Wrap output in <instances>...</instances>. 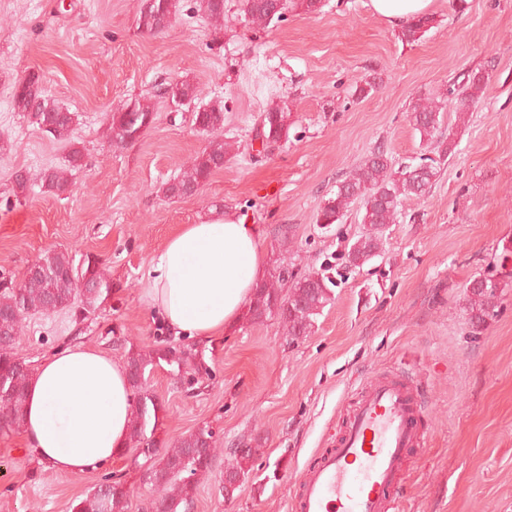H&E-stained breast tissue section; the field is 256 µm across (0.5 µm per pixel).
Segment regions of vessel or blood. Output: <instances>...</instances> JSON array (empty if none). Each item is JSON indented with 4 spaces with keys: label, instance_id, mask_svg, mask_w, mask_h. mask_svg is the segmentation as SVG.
<instances>
[{
    "label": "vessel or blood",
    "instance_id": "b4317fda",
    "mask_svg": "<svg viewBox=\"0 0 512 512\" xmlns=\"http://www.w3.org/2000/svg\"><path fill=\"white\" fill-rule=\"evenodd\" d=\"M418 390L400 377L362 384L333 449L310 467L292 512H392L390 491L423 437Z\"/></svg>",
    "mask_w": 512,
    "mask_h": 512
}]
</instances>
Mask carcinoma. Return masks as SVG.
Returning a JSON list of instances; mask_svg holds the SVG:
<instances>
[{
    "label": "carcinoma",
    "instance_id": "obj_1",
    "mask_svg": "<svg viewBox=\"0 0 512 512\" xmlns=\"http://www.w3.org/2000/svg\"><path fill=\"white\" fill-rule=\"evenodd\" d=\"M179 0H143L139 27L149 34L165 30L176 16ZM306 13L320 8V0H243L245 20L257 27H266L283 17L289 6ZM195 8L216 24L224 21V0H195ZM433 19L418 17L401 31V39L418 40L432 27ZM486 87L480 70L464 75L460 84L447 90L439 100L419 98L412 104L411 121L423 141L438 155L436 159L417 165L393 168L387 152L378 147L342 180L330 193L316 215V223L325 228L344 221L352 204L362 202V232L347 245L332 265L325 263L297 277L283 265H277L267 279L256 288L247 311L251 322L277 317L295 339L312 332L315 319L332 299V288L342 271H352L380 256L386 232L397 223L403 203L419 200L430 193L441 172V164L455 152V141L442 130L444 111H453L462 119L480 101ZM197 99L196 88L188 81L174 83L172 98L151 90L133 102L110 112L106 137L112 146L123 147L138 140L153 125L158 106L172 101L176 106L190 107ZM13 108L29 115L39 128L54 138L64 140L75 124V113L47 97L40 77L33 74L20 79L12 92ZM194 128L210 136L208 146L191 165L167 182L164 194L170 198L195 194L210 177L224 168L232 145L224 141V106H200L192 112ZM288 135V107L275 105L260 113L257 137L268 145ZM84 155L71 146L67 165L44 169L39 174L42 187L61 197L70 191L68 172L82 166ZM39 275L27 276L15 288H0V432L21 428L24 419L26 392L33 368L16 350L26 313L57 312L76 309L86 315L95 311L108 297L112 281L103 273L99 262L89 256L77 264L65 250H48L36 260ZM512 275L494 270L474 278L466 287V312L473 329L484 328L495 316L502 281ZM291 279L288 297L279 291L281 283ZM167 365L174 372L185 366L203 370L201 352L194 345H156L148 350L128 354L126 368L133 394L129 420L128 444L155 446L154 435L165 413L163 402L149 389L148 377L156 367ZM213 433L203 426L177 439L158 460L149 465L144 480L155 493L151 503L156 512H189L198 480L207 477L214 463ZM263 454L256 447L237 448L225 470L227 481L247 478L255 461ZM127 490L118 482L107 481L96 486L70 504V512H129Z\"/></svg>",
    "mask_w": 512,
    "mask_h": 512
}]
</instances>
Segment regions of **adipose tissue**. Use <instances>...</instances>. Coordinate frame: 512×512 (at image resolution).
Masks as SVG:
<instances>
[{
    "label": "adipose tissue",
    "instance_id": "obj_1",
    "mask_svg": "<svg viewBox=\"0 0 512 512\" xmlns=\"http://www.w3.org/2000/svg\"><path fill=\"white\" fill-rule=\"evenodd\" d=\"M433 0H370L394 28L426 15ZM262 230L227 211L182 226L152 267V305L175 334L200 339L236 325L266 274ZM132 393L124 364L98 349L60 350L27 388L23 436L51 468L89 472L126 445Z\"/></svg>",
    "mask_w": 512,
    "mask_h": 512
}]
</instances>
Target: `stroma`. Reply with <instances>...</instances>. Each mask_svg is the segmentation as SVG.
Instances as JSON below:
<instances>
[{"mask_svg":"<svg viewBox=\"0 0 512 512\" xmlns=\"http://www.w3.org/2000/svg\"><path fill=\"white\" fill-rule=\"evenodd\" d=\"M142 3L0 0V283L20 284L54 248L95 257L112 281L88 318L26 316L20 354L36 366L82 344L123 362L154 344H189L152 305L148 272L178 228L215 209L261 226L268 266L300 276L343 253L361 230L360 207L324 229L316 222L324 198L376 148L397 165L430 156L412 104L443 98L454 78L480 69L487 85L466 122L444 115L456 152L430 194L404 203L380 256L334 288L309 336L292 338L274 317L244 319L196 343L208 377L189 388L158 368L149 384L166 405L159 449L205 425L216 439L191 512H291L301 473L335 447L361 383L383 375L411 379L426 415L423 444L392 493L395 512H512V283L483 330L464 309L470 280L512 269V0H433L434 25L412 43L369 0H323L316 13L296 8L260 29L245 22L242 0H225L218 36L194 0H180L167 31L147 34ZM31 73L77 113L71 142L13 110L12 87ZM161 78L190 82L200 102L225 106L232 156L190 197L163 193L209 142L188 113L160 109L121 148L104 133L110 112ZM368 81L377 90L358 96ZM273 103L288 105L289 129L266 148L256 127ZM73 146L84 162L59 198L36 176L63 165ZM19 171L33 177L23 196L14 193ZM248 445L263 454L225 502L224 465ZM147 466L130 447L95 471L59 472L21 430L0 434V512H69L75 497L112 478L129 488L130 512H141Z\"/></svg>","mask_w":512,"mask_h":512,"instance_id":"35a3bbf8","label":"stroma"}]
</instances>
